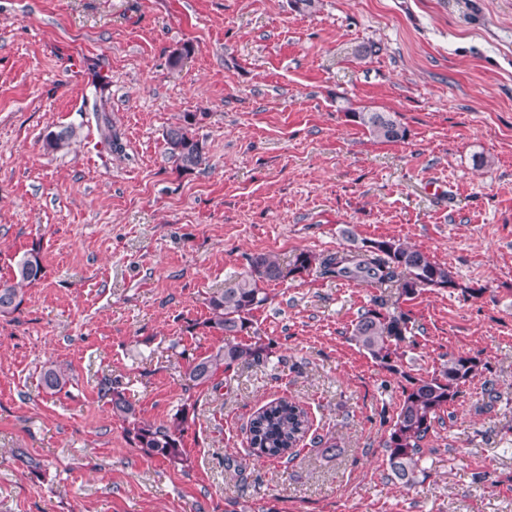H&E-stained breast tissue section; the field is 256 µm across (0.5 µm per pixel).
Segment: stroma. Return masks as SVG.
Masks as SVG:
<instances>
[{
  "instance_id": "1",
  "label": "stroma",
  "mask_w": 512,
  "mask_h": 512,
  "mask_svg": "<svg viewBox=\"0 0 512 512\" xmlns=\"http://www.w3.org/2000/svg\"><path fill=\"white\" fill-rule=\"evenodd\" d=\"M96 70L119 153L84 103ZM350 108L395 114L406 139L372 138ZM186 112L206 115L207 161L180 173L163 134ZM62 125L77 138L47 152ZM381 239L456 288L266 285L253 322L269 361L184 391L192 358L224 343L207 299L249 257ZM34 247L45 276L0 317V512H512V0H0V279ZM378 299L413 321L400 375L351 338ZM452 355L485 369L436 423L416 484L394 483L381 444L404 377ZM52 361L71 380L50 395ZM106 380L145 420L188 410L186 464L130 443ZM277 397L339 455L252 456L250 420ZM76 136V129L73 126H60L46 134L43 147L47 152L62 151L71 146Z\"/></svg>"
}]
</instances>
